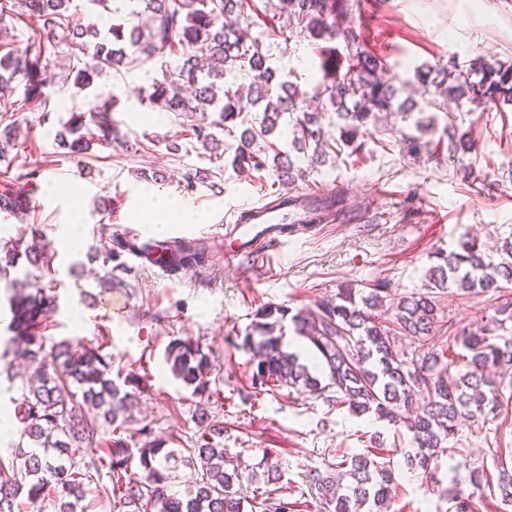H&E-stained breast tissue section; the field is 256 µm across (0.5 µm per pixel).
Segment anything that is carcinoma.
Segmentation results:
<instances>
[{
  "instance_id": "carcinoma-1",
  "label": "carcinoma",
  "mask_w": 512,
  "mask_h": 512,
  "mask_svg": "<svg viewBox=\"0 0 512 512\" xmlns=\"http://www.w3.org/2000/svg\"><path fill=\"white\" fill-rule=\"evenodd\" d=\"M115 0H0V17L9 12L42 24V33L24 43H0V157L17 145L20 119L16 112L28 108L50 114L53 57L67 52L73 64L68 75L83 91L108 71L128 68L139 59L160 64V77L152 79L141 102L161 105L169 112L200 114L194 134L202 146L217 145V132L230 130L242 112L240 101L261 113L259 130L245 129L228 146L231 165L239 173L262 170L265 157L254 150L259 136L273 133L282 119L293 130V148L314 145L313 155L324 154L325 131L319 119L332 108L338 119L339 141L360 152L369 126L382 113L408 115L399 101V89L383 78L381 62L356 50L348 55L346 72L332 84L308 98L293 83L283 81L273 88L276 68L270 56L255 48L248 30L241 27L247 0H123V7H109ZM288 27L298 28L314 41L342 39L358 44L359 34L344 27L339 17L347 11L346 0H280ZM112 15L109 27L92 21L95 7ZM146 17L143 26L134 19ZM232 72H246L252 81L216 94V81ZM423 83L434 87L429 106L448 111V98H466L491 110L512 102V64L490 63L481 58L467 67H455L436 80L424 73ZM22 98H15L17 90ZM118 99H96L86 112H72L59 119L60 147L77 153L94 141L126 145L117 124L107 125V116ZM217 113L213 119L210 113ZM443 141L401 132L400 149L410 156L423 153L450 167H462L459 151L473 147L469 132L450 123ZM278 181L293 185L304 171L291 157L276 158ZM40 169L24 164L7 178L0 193V211L22 213L34 192ZM158 264L171 274L201 272L211 262L207 246L195 240H119L104 245L93 258L102 261L101 282L112 285V262L127 250ZM510 260L495 264L486 259L476 240L459 244V250L436 253L440 263L429 270L430 285L424 293L396 297L387 282L370 290L347 283L336 296L313 309L289 315V309L273 304L259 308L246 329L242 344L254 354L252 380L261 392L287 385L327 396L337 408L411 434L414 453L407 455L412 468L428 471L430 461L447 450L448 439L467 422L486 420L502 405L503 382L497 370L512 367V337L456 330L440 316L441 301L455 285L467 294L499 292L512 283ZM52 243L34 235L26 246L20 241L4 244L0 262L21 267L22 277L8 297L10 321L8 348L20 353L32 370L30 384L12 399L14 416L30 441V450L0 456V512H20L19 499L55 495V512H87L82 505L94 481L107 479V495L120 512H243L242 472L226 468L221 438L224 426L198 408L197 421L205 431L190 448L173 449L153 437L150 424L139 428L141 446L133 448L123 436L130 421L129 400L143 392L145 383L135 371L112 372V356L100 348L74 351L67 340L47 345L43 324L57 308ZM291 317L297 336L308 341L325 378L314 375L301 358L284 348V322ZM490 322L498 328L512 322V301L494 309ZM407 337L414 350L398 344ZM448 337L465 354V371L452 373L456 361L449 350L436 348V340ZM166 361L174 377L193 394H215L209 374L212 361L202 345L190 338H175L166 348ZM97 455L85 458L83 449ZM192 464L193 488L184 497L172 492L175 480L170 461L177 455ZM312 482L334 512H387L392 499L394 475L367 453L344 457L325 470L312 474ZM454 512H473L472 502L453 483L444 490ZM259 512H295L294 503L274 488L257 502Z\"/></svg>"
}]
</instances>
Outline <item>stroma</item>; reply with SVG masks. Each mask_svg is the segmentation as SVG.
<instances>
[{
  "label": "stroma",
  "instance_id": "stroma-1",
  "mask_svg": "<svg viewBox=\"0 0 512 512\" xmlns=\"http://www.w3.org/2000/svg\"><path fill=\"white\" fill-rule=\"evenodd\" d=\"M278 5L279 0H252L247 24L282 77L311 93L343 75L344 41L317 43L296 32L280 37L287 22ZM348 5L347 20L360 34L362 51L385 64L413 109L408 117L380 120L361 154L341 146L297 181V188L342 197L334 221L289 237L287 246L269 252L263 262L246 258L225 266L217 225L238 209L273 199L283 187L273 170L240 175L229 158L211 160L190 118L141 103L139 88L160 73L156 62L142 60L97 83L98 93L117 95L112 117L130 142L142 144L141 152L130 155L96 144L73 155L58 147V117L93 102L62 77L51 91L55 119L45 123L39 112L21 113L22 144L0 161V171L25 164L41 175L25 216L0 212V238L27 240L32 229L46 232L59 282V307L46 334L77 347L102 346L115 367L139 372L146 389L133 403L129 430L148 423L156 437L189 445L202 433L195 410L206 408L224 427L228 455L252 472L249 489L264 488L266 453L275 450L282 471L279 494L298 502L301 512H328L309 482L311 471L365 452L378 436L383 448L374 458L389 463L397 485L390 512H449L442 491L455 481L477 512H512L490 492L501 469L512 470V403L483 426H462L425 472L409 469L404 456L411 443L398 439L386 423L355 417L306 391L284 387L260 394L251 384L254 364L242 339L260 307L307 309L335 296L347 282L365 287L386 281L400 295L421 292L435 253L454 249L464 236H478L495 261L512 245L511 108L487 111L464 99L449 101L456 126L470 130L474 139L464 155V174L405 155L397 145L400 132H413L415 122L434 113L416 79L419 69L437 74L479 56L512 62V0H348ZM189 168L213 175V182H187L183 174ZM151 169L165 174L155 190L205 216L199 224L170 225L166 238L203 242L213 263L199 273L171 276L125 254L113 273L115 286L103 287V270L89 251L120 236L123 225L141 226L139 190L146 185L141 174ZM77 209L83 213L81 239L67 247L63 236ZM77 262L84 269L80 277L70 273ZM500 301L496 293H451L441 306L445 319L461 328L486 325ZM178 337L199 341L213 362L210 379L218 392L209 400L193 396L171 372L166 348ZM493 441L502 457L490 455ZM476 469L482 474L478 483L470 480Z\"/></svg>",
  "mask_w": 512,
  "mask_h": 512
}]
</instances>
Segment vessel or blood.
<instances>
[{
    "label": "vessel or blood",
    "mask_w": 512,
    "mask_h": 512,
    "mask_svg": "<svg viewBox=\"0 0 512 512\" xmlns=\"http://www.w3.org/2000/svg\"><path fill=\"white\" fill-rule=\"evenodd\" d=\"M305 205L290 203L287 194H280L267 203L243 209L233 223L225 225L224 263L238 264L244 253L259 255L281 248L289 229L303 230L311 221L310 207L319 196L305 193Z\"/></svg>",
    "instance_id": "obj_1"
}]
</instances>
